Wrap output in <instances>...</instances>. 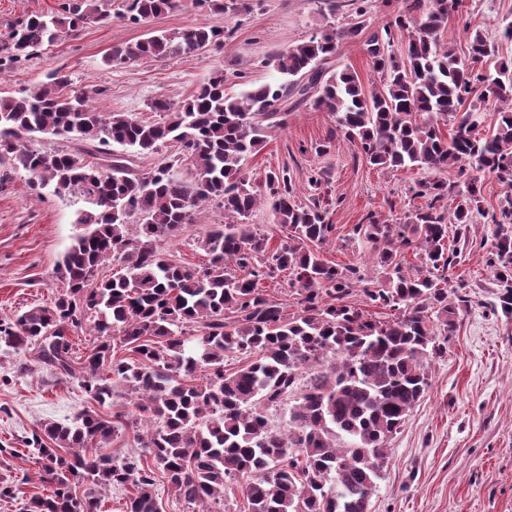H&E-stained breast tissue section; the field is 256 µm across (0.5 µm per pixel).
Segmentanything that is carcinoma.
Masks as SVG:
<instances>
[{
	"instance_id": "1",
	"label": "carcinoma",
	"mask_w": 512,
	"mask_h": 512,
	"mask_svg": "<svg viewBox=\"0 0 512 512\" xmlns=\"http://www.w3.org/2000/svg\"><path fill=\"white\" fill-rule=\"evenodd\" d=\"M182 0H59L46 15L17 21L0 38V72L29 60L38 48L112 15L138 23L180 7ZM201 8L247 12L249 0H193ZM463 0H410L365 40L380 74L379 89L358 76L325 67L337 42L361 35L350 27L273 53L268 65L284 80L224 93L217 73L176 107L159 101L167 121L147 123L127 112L97 111L95 86L72 88L56 69L48 82L20 96L0 95V187L22 169L37 193L51 186L95 206L79 213L88 230L76 238L60 271L67 289L54 301L0 318V341L37 349L36 362L79 378L100 406L126 387L135 397L107 417L87 408L71 425L48 422L30 443L38 447L53 492L33 496L24 512H97L100 499L73 494L80 482L107 489L129 486L125 512H161L157 481L167 493L202 512H224L225 488L246 480L248 512H369L388 443L430 387L429 361L443 352L438 329L453 331L462 295L450 298L445 273L474 214L495 225L488 265L499 283L501 312L512 315V59L475 31L458 56L438 38ZM408 33L395 45V33ZM224 30L206 24L152 31L112 47L108 65L197 57L223 45ZM495 60V73L478 65ZM481 85L497 104L492 129L481 107L461 110ZM310 102L335 118L336 131L361 148L373 166L441 174L416 180L412 198L424 200L407 224L370 213L351 240L369 248L384 279L328 260L336 235L329 209L315 197L294 199L288 170L269 173L265 192L244 174V161L283 124L288 100ZM452 122L443 134L439 123ZM34 133L64 138L46 153L30 148ZM179 156L140 170L117 143L138 155L168 142ZM108 159L94 165L87 158ZM189 163L191 176L171 174ZM448 173L454 179H446ZM505 188L499 209H482L481 175ZM248 217L268 205L283 235L276 247L245 224H215L196 247L208 260L186 267L164 247L202 207ZM421 266L406 267L407 253ZM112 261V277H99ZM287 272L297 310L264 294L260 284ZM361 291L364 301L352 296ZM387 309L374 316L369 308ZM91 325L97 343L76 368L69 332ZM129 356L117 358L114 342ZM248 360L231 372L224 358ZM288 407V430L274 428L261 405ZM131 432L146 453L115 462L102 452Z\"/></svg>"
}]
</instances>
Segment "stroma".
Here are the masks:
<instances>
[{
  "instance_id": "stroma-1",
  "label": "stroma",
  "mask_w": 512,
  "mask_h": 512,
  "mask_svg": "<svg viewBox=\"0 0 512 512\" xmlns=\"http://www.w3.org/2000/svg\"><path fill=\"white\" fill-rule=\"evenodd\" d=\"M462 13L449 17L441 38L457 54L467 51V32L496 37L512 22V0H464ZM407 0H256L246 13H217L195 8L192 0L143 27L121 19L93 25L78 35L42 46L29 61L0 73V91H33L48 73L67 71L75 88L101 87L93 104L100 112H129L156 123L164 112L154 104H178L215 72H223L232 94L270 81L269 55L331 33L363 25L362 36L338 43L335 70L355 72L366 87L379 79L367 57L365 35L405 12ZM203 22L224 29L220 49L191 58L140 61L107 66L114 45L145 38L148 29L174 30ZM288 169L297 202L317 196L334 199L329 221L336 239L326 256L340 265L372 268L370 252L350 240L354 225L373 213L391 224L406 223L417 207L410 185L431 179L424 170H387L369 165L356 147L337 134L327 113L304 105L289 111L260 149L247 157L244 172L256 186L268 173ZM325 173L311 186L312 171ZM91 203L52 188L34 194L28 175L18 171L0 188V318L49 303L61 292L59 265L84 233L76 221ZM222 207L210 203L197 223L183 225L166 245L173 259L195 267L207 255L196 241L212 225L228 223ZM494 227L475 217L448 271L449 289L464 288L469 301L443 353L430 364L431 385L389 442L390 455L370 500V512H512V318L493 311L499 292L487 258ZM36 353L0 343V484L12 497L0 499V512H19L35 495L50 494L33 447L26 440L42 423L72 422L91 401L79 380L35 363ZM30 364L19 372L21 364Z\"/></svg>"
}]
</instances>
